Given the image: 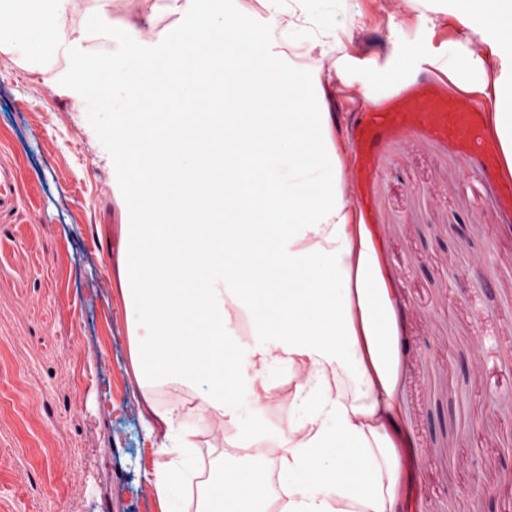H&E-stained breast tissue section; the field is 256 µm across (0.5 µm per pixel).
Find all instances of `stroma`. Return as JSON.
<instances>
[{
    "mask_svg": "<svg viewBox=\"0 0 512 512\" xmlns=\"http://www.w3.org/2000/svg\"><path fill=\"white\" fill-rule=\"evenodd\" d=\"M457 0H351L350 53L411 82L468 53ZM434 19L422 27L424 19ZM353 186L378 231L403 344L414 512H512V211L447 144L385 139ZM112 161L79 102L0 49V512H160L131 365Z\"/></svg>",
    "mask_w": 512,
    "mask_h": 512,
    "instance_id": "1",
    "label": "stroma"
}]
</instances>
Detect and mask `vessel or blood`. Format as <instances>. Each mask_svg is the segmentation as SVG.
Here are the masks:
<instances>
[{
	"label": "vessel or blood",
	"mask_w": 512,
	"mask_h": 512,
	"mask_svg": "<svg viewBox=\"0 0 512 512\" xmlns=\"http://www.w3.org/2000/svg\"><path fill=\"white\" fill-rule=\"evenodd\" d=\"M486 123V110L479 101L449 99L425 84L395 97L387 111L368 113L354 137L368 157L383 136L415 130L448 142L467 162L489 172L497 160V151L483 143L482 128Z\"/></svg>",
	"instance_id": "obj_1"
}]
</instances>
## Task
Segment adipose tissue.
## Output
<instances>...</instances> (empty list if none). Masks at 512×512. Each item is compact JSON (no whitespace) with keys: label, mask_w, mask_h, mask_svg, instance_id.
Instances as JSON below:
<instances>
[{"label":"adipose tissue","mask_w":512,"mask_h":512,"mask_svg":"<svg viewBox=\"0 0 512 512\" xmlns=\"http://www.w3.org/2000/svg\"><path fill=\"white\" fill-rule=\"evenodd\" d=\"M15 2L0 0V36L98 126L122 211L197 200L179 223L125 225L120 248L134 372L164 427L151 473L161 512H186L193 495L199 512H411L395 291L336 119L339 97L375 103L405 82L410 51L381 70L349 55L350 0H155L172 22L148 37L112 24L106 0H37L33 22ZM478 2L450 14L475 50L431 65L486 99L512 173V5ZM77 3L83 19L67 23ZM195 46L211 53L186 67ZM213 68L236 111H203ZM218 151L220 209L205 168ZM275 405L286 423L272 431ZM211 415L228 452L197 485Z\"/></svg>","instance_id":"1"}]
</instances>
